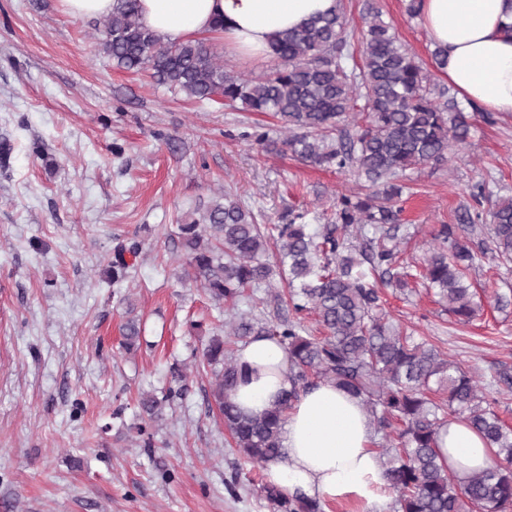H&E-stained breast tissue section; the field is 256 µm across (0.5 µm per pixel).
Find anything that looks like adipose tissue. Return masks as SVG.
I'll list each match as a JSON object with an SVG mask.
<instances>
[{
  "instance_id": "ef3b65f1",
  "label": "adipose tissue",
  "mask_w": 512,
  "mask_h": 512,
  "mask_svg": "<svg viewBox=\"0 0 512 512\" xmlns=\"http://www.w3.org/2000/svg\"><path fill=\"white\" fill-rule=\"evenodd\" d=\"M336 0H138L142 24L167 42L211 37L239 59H274L279 33L331 13ZM419 20L446 53L441 72L461 99L512 114V0H422ZM243 373L231 399L259 416L291 389L287 350L253 338L237 352ZM373 426L360 400L320 381L289 408L282 451L264 465L268 483L324 504L351 503L386 512L390 483L372 443ZM438 451L458 480L490 467L495 451L466 422L453 420L437 437Z\"/></svg>"
}]
</instances>
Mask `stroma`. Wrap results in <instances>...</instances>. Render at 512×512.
Returning a JSON list of instances; mask_svg holds the SVG:
<instances>
[{
	"label": "stroma",
	"instance_id": "35a3bbf8",
	"mask_svg": "<svg viewBox=\"0 0 512 512\" xmlns=\"http://www.w3.org/2000/svg\"><path fill=\"white\" fill-rule=\"evenodd\" d=\"M369 1L433 70V45L405 0ZM100 29L61 0H0V512H274L262 468L206 409L210 376L191 360L219 308L183 278L168 233L222 191L278 224L361 183L243 139L255 121L283 139L270 115L195 103L116 67L97 51ZM468 121L470 147L410 173L402 262L456 223L474 183L512 196V115ZM459 237L480 256L476 319L458 322L421 287L385 289V309L482 379L512 376V263L486 254L485 236ZM120 243L139 256L116 284ZM131 318L144 343L126 353ZM174 365L189 390L156 423V447H139V396L167 390ZM238 472L251 482L234 484Z\"/></svg>",
	"mask_w": 512,
	"mask_h": 512
}]
</instances>
